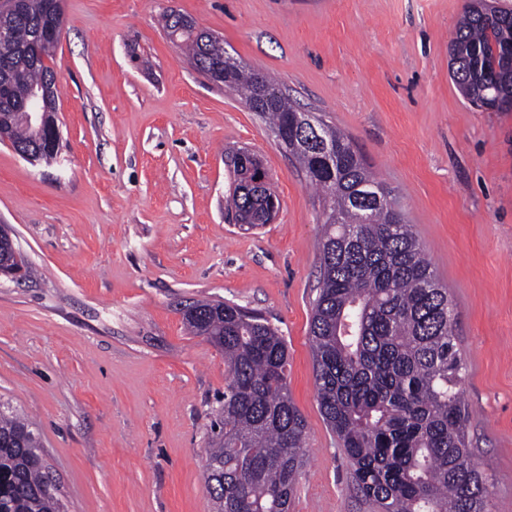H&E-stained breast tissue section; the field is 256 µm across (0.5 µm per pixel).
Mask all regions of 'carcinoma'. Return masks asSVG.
I'll return each mask as SVG.
<instances>
[{
    "label": "carcinoma",
    "instance_id": "cac0c4a2",
    "mask_svg": "<svg viewBox=\"0 0 512 512\" xmlns=\"http://www.w3.org/2000/svg\"><path fill=\"white\" fill-rule=\"evenodd\" d=\"M52 14L53 0H24L29 28ZM493 15L490 22L465 6L448 45L450 76L467 99L505 112L512 9L498 7ZM163 21L197 70L252 104L250 70L239 64L224 80V61L193 19L167 11ZM263 78L275 100L259 115L273 131L288 125L285 149L322 195L320 281L309 333L318 404L355 488L379 512H486L487 480L467 439L448 288L348 137L316 120L336 146L322 154L310 143L313 131L294 125L298 108L272 77ZM3 84L15 105L31 85L58 93L57 73L13 46L0 48ZM11 141L33 152L38 138L16 122ZM227 203L240 214L257 209L260 196L239 182ZM184 320L224 353V394L213 410L204 473L215 512H290L305 465L306 424L288 392L285 339L262 316L230 302L196 301ZM0 512H65L32 423L17 413L0 414Z\"/></svg>",
    "mask_w": 512,
    "mask_h": 512
}]
</instances>
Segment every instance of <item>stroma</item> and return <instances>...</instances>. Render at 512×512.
Masks as SVG:
<instances>
[{"label": "stroma", "mask_w": 512, "mask_h": 512, "mask_svg": "<svg viewBox=\"0 0 512 512\" xmlns=\"http://www.w3.org/2000/svg\"><path fill=\"white\" fill-rule=\"evenodd\" d=\"M48 64L63 151L0 143V225L31 276L0 274V403L34 424L69 512H213L204 481L224 356L188 333L198 299L261 313L288 345L306 421L291 512H376L315 389L309 326L323 201L265 122L169 39L166 8L274 75L347 134L453 301L470 447L488 512H512V112L448 72L465 0H64ZM262 160L280 208H224L232 152Z\"/></svg>", "instance_id": "35a3bbf8"}]
</instances>
